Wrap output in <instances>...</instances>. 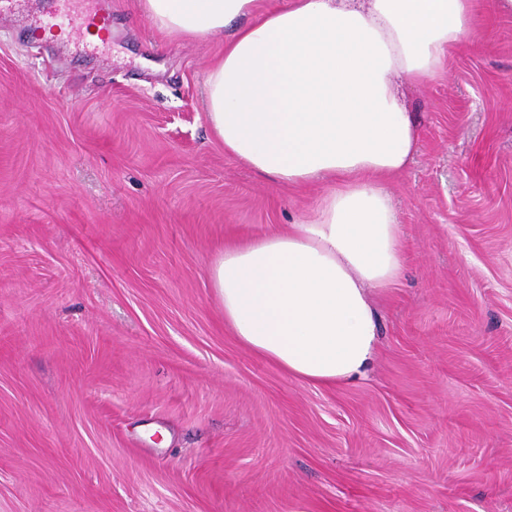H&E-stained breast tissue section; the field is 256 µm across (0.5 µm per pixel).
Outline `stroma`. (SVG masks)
I'll return each instance as SVG.
<instances>
[{
    "label": "stroma",
    "mask_w": 512,
    "mask_h": 512,
    "mask_svg": "<svg viewBox=\"0 0 512 512\" xmlns=\"http://www.w3.org/2000/svg\"><path fill=\"white\" fill-rule=\"evenodd\" d=\"M105 42L0 24V512H512V16L401 85L403 272L365 379L315 386L224 325L229 242L309 216L224 152L223 36L86 0Z\"/></svg>",
    "instance_id": "stroma-1"
}]
</instances>
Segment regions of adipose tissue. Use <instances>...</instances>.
<instances>
[{"mask_svg": "<svg viewBox=\"0 0 512 512\" xmlns=\"http://www.w3.org/2000/svg\"><path fill=\"white\" fill-rule=\"evenodd\" d=\"M171 37L231 29L207 73L212 131L226 154L276 183L323 186L311 217L229 244L209 277L239 342L289 376L362 379L376 355L371 294L402 268L385 182L420 129L398 84L439 74L476 47L472 0H142Z\"/></svg>", "mask_w": 512, "mask_h": 512, "instance_id": "adipose-tissue-1", "label": "adipose tissue"}]
</instances>
